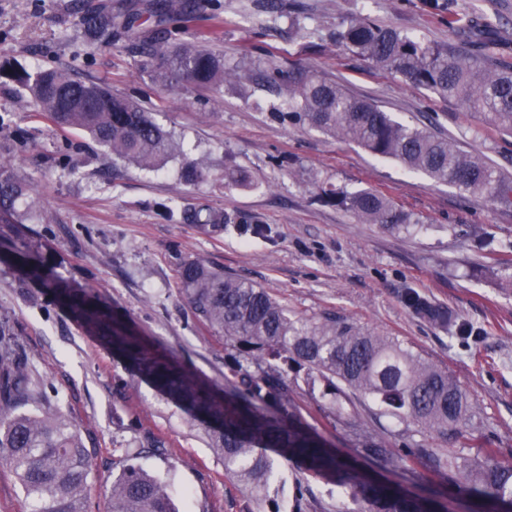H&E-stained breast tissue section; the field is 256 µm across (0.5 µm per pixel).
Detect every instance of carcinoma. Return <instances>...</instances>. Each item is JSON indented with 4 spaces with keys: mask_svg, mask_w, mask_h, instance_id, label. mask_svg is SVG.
Returning a JSON list of instances; mask_svg holds the SVG:
<instances>
[{
    "mask_svg": "<svg viewBox=\"0 0 512 512\" xmlns=\"http://www.w3.org/2000/svg\"><path fill=\"white\" fill-rule=\"evenodd\" d=\"M86 39L96 42L115 33L131 41L161 79L173 89L218 86L243 75L224 69V59L208 47L209 39L170 49L160 38H144L112 11L82 15ZM448 27L467 38L479 29L485 50L474 54L466 42L452 47L376 24L364 17L344 22L339 36L352 53L375 67L397 73L414 86L486 114L500 129L512 131V66L494 53L496 27L474 24L448 14ZM24 87L41 116L57 130H80L113 156L153 169L172 157V136L138 101L112 92L104 81L80 80L65 68L6 70L0 77ZM267 88L288 100L285 120L353 141L372 154L394 159L413 172L448 182L464 192H485L512 200V177L485 158L426 128L394 120L370 101L318 72L274 65L263 76ZM30 184L0 162V221L21 224L17 204ZM321 196L357 218L388 231L410 223L391 199L375 190L323 189ZM202 228L231 226V218L209 208L194 211ZM0 254H19L12 264L20 278L54 296L71 314L103 336L133 371L177 404L205 430L211 447L224 458V470L257 495L273 475V462L261 453L270 448L308 475L367 505L366 512H443L434 500L414 495L370 473L375 466L410 462L430 474L448 477V488L486 501L488 512H512V465L487 451L464 453L475 445L469 426L473 406L448 370L439 368L395 336H383L347 321L326 318L307 323L293 315L265 288L209 268L198 258L180 263L178 279L196 314L219 330L224 344L244 361H266L267 370L252 375L242 365L230 369L220 389L201 379L173 356L136 335L112 308L91 292L58 280L37 256L9 239ZM406 306L446 329L455 317L423 294L409 290ZM13 324L0 319V462L9 464L30 500V512H84L90 462L79 432L57 413L43 410L42 395L32 384L27 363L16 349ZM304 374L319 378L332 396L330 405L356 400L378 419L402 427L407 443L395 448L383 436L362 429L357 456L337 453L305 421L291 384ZM436 433L451 441L448 450L429 448L415 436ZM106 512H177L163 482L126 460L112 482Z\"/></svg>",
    "mask_w": 512,
    "mask_h": 512,
    "instance_id": "carcinoma-1",
    "label": "carcinoma"
}]
</instances>
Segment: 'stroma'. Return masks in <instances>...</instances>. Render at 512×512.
<instances>
[{"label": "stroma", "instance_id": "stroma-1", "mask_svg": "<svg viewBox=\"0 0 512 512\" xmlns=\"http://www.w3.org/2000/svg\"><path fill=\"white\" fill-rule=\"evenodd\" d=\"M86 0H0V63L66 67L79 79L105 80L138 100L178 145L159 170L112 157L86 134L56 131L32 99L0 80V161L32 191L24 206L36 221L1 224L0 235L28 246L54 272L85 288L141 336L182 365L223 385L233 349L195 313L177 265L204 260L212 269L266 288L297 317H334L403 340L448 369L474 404L482 447L512 463V288L497 262L512 260V205L489 195L407 172L392 159L280 117L288 106L263 85L270 65L316 70L374 102L400 122L428 126L512 175V133L462 105L414 87L351 53L336 37L361 16L440 43L455 39L448 14L497 18L499 57L512 65V0H195L192 20L157 13L158 0H112L141 34L170 45L216 32L224 66L248 73L200 94L166 89L132 43L115 36L87 43L80 18ZM204 176L186 181L188 164ZM248 174V186L224 180ZM372 188L409 215L387 231L324 203L320 190ZM207 206L231 216L234 229L211 232L186 222ZM416 290L448 307L458 322L481 329L476 343L449 339L406 307ZM13 322L45 409L79 430L89 454L86 512H103L121 460L137 455L158 474L180 512H359L330 484L278 463L264 495L226 474L201 426L135 376L98 336L40 289L0 264V317ZM323 381L294 392L305 418L342 453L358 437L321 407ZM161 440L158 448L146 438Z\"/></svg>", "mask_w": 512, "mask_h": 512}]
</instances>
